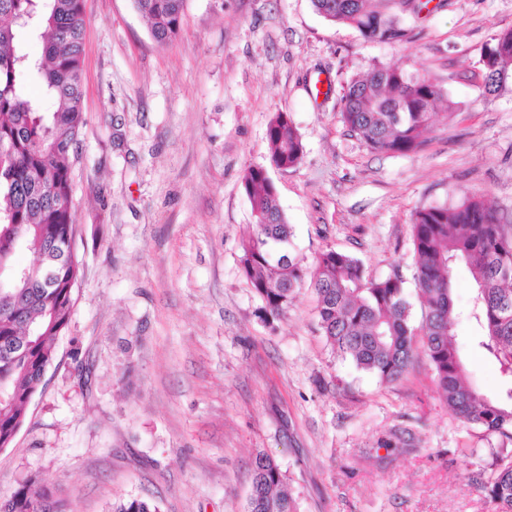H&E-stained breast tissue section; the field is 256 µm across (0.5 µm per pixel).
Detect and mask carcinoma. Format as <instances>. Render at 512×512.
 I'll return each instance as SVG.
<instances>
[{
    "label": "carcinoma",
    "mask_w": 512,
    "mask_h": 512,
    "mask_svg": "<svg viewBox=\"0 0 512 512\" xmlns=\"http://www.w3.org/2000/svg\"><path fill=\"white\" fill-rule=\"evenodd\" d=\"M83 0H0V449L26 421L29 405L54 358L55 342L73 310L71 281L81 263L63 249L73 227L72 156L84 124L81 64L86 20ZM154 40L165 44L181 31L185 0H133ZM329 22L356 29L367 40L405 41V14L426 4L416 0H311ZM41 40V56L24 50L15 30ZM489 65H480L486 92L512 77V29L488 43ZM40 85V94L28 84ZM446 95L436 78L408 59L378 64L351 80L341 99V120L350 136L372 153L417 150L433 128ZM271 160L292 167L303 153L298 130L277 112L267 128ZM252 230L241 243V270L264 302L265 314L285 316L294 293L305 285L318 296L317 321L331 350L357 368L391 383L419 356L428 360L437 388L457 419L512 443V233L495 211L468 191L452 205H430L414 214L417 254L414 280L426 311L419 326L409 319L404 281L366 275L356 257L326 249L308 266L292 248V227L277 188L263 167L243 177ZM30 252L34 261L17 264ZM463 263L476 285L467 319L475 341L497 368L502 395L489 398L466 378L462 356L451 340L458 314L454 270ZM487 492L494 512H512V455L493 452L489 468L472 477ZM0 512H65L55 492L33 479L21 482ZM112 512H158L139 496L112 504ZM246 512H297L279 464L259 452L253 462Z\"/></svg>",
    "instance_id": "1"
}]
</instances>
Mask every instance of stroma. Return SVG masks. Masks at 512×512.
<instances>
[{
  "label": "stroma",
  "instance_id": "35a3bbf8",
  "mask_svg": "<svg viewBox=\"0 0 512 512\" xmlns=\"http://www.w3.org/2000/svg\"><path fill=\"white\" fill-rule=\"evenodd\" d=\"M84 11L82 275L43 388L0 450V497L32 478L70 512L129 496L159 512H244L262 451L298 512H491L470 477L501 441L450 414L426 359L392 383L358 370L322 336L310 287L266 316L241 271L253 222L242 179L269 168L306 264L331 247L371 277L400 273L419 324L415 211L462 188L512 215V82L486 94L478 66L512 28V0H428L399 45L326 21L310 0H186L166 44L132 0ZM404 55L453 107L417 152L373 153L348 135L341 97ZM278 112L303 143L287 170L272 168L266 138ZM474 335L463 319L453 340L492 397L501 379Z\"/></svg>",
  "mask_w": 512,
  "mask_h": 512
}]
</instances>
